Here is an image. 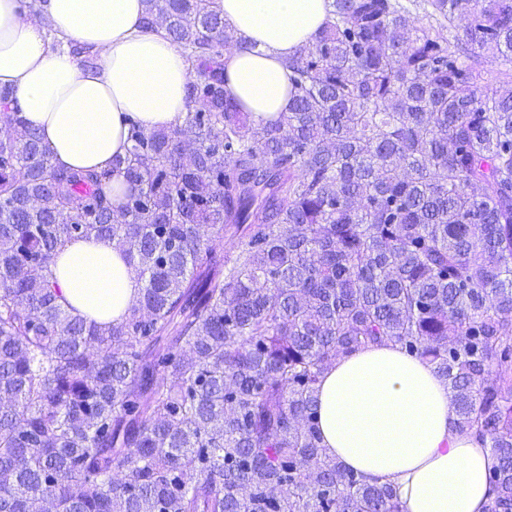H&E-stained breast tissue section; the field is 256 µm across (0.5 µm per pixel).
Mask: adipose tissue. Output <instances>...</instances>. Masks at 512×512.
I'll return each mask as SVG.
<instances>
[{
	"instance_id": "adipose-tissue-1",
	"label": "adipose tissue",
	"mask_w": 512,
	"mask_h": 512,
	"mask_svg": "<svg viewBox=\"0 0 512 512\" xmlns=\"http://www.w3.org/2000/svg\"><path fill=\"white\" fill-rule=\"evenodd\" d=\"M242 45L224 55L225 89L255 117L287 111L285 60L310 42L327 0H220ZM63 45L50 47L20 0H0V90H13L58 168L110 173L105 190L121 201L130 186L113 172L131 123L170 128L186 112L191 79L180 48L142 26L143 0H36ZM90 47L92 66L68 42ZM53 278L81 316L110 322L141 286L127 257L108 240L69 243ZM324 447L343 467L391 482L405 512H482L489 449L453 423L450 391L432 366L396 348L339 359L319 391Z\"/></svg>"
}]
</instances>
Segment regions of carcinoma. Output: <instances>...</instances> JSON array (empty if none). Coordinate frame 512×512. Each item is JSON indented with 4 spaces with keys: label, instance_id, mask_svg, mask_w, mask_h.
I'll return each mask as SVG.
<instances>
[{
    "label": "carcinoma",
    "instance_id": "carcinoma-1",
    "mask_svg": "<svg viewBox=\"0 0 512 512\" xmlns=\"http://www.w3.org/2000/svg\"><path fill=\"white\" fill-rule=\"evenodd\" d=\"M144 2L193 110L131 124L119 205L0 91V512H404L317 411L337 359L390 345L489 448L482 512H512V0H331L267 120L224 89L219 0ZM93 237L142 283L116 322L51 281Z\"/></svg>",
    "mask_w": 512,
    "mask_h": 512
}]
</instances>
